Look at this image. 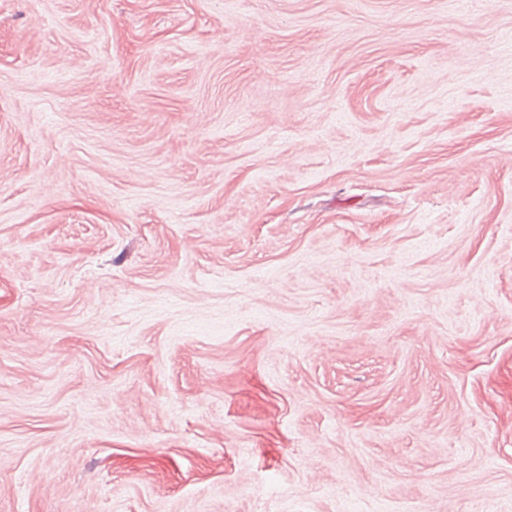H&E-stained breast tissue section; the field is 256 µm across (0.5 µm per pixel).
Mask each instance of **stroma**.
I'll list each match as a JSON object with an SVG mask.
<instances>
[{
	"mask_svg": "<svg viewBox=\"0 0 512 512\" xmlns=\"http://www.w3.org/2000/svg\"><path fill=\"white\" fill-rule=\"evenodd\" d=\"M0 512H512V0H0Z\"/></svg>",
	"mask_w": 512,
	"mask_h": 512,
	"instance_id": "1",
	"label": "stroma"
}]
</instances>
